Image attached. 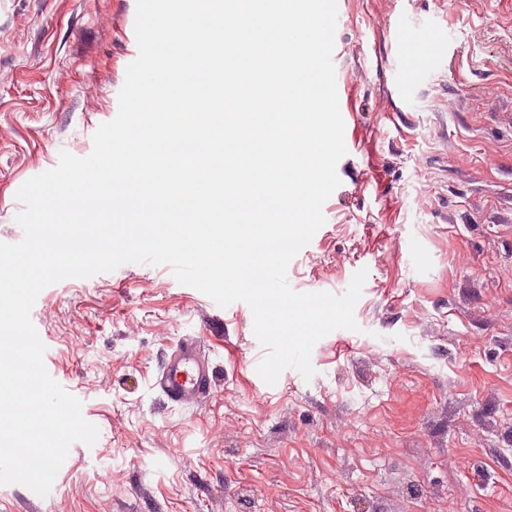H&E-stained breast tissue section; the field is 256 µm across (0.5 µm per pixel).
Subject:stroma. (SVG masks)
Returning a JSON list of instances; mask_svg holds the SVG:
<instances>
[{
  "mask_svg": "<svg viewBox=\"0 0 512 512\" xmlns=\"http://www.w3.org/2000/svg\"><path fill=\"white\" fill-rule=\"evenodd\" d=\"M347 153L325 224L291 261L300 292L354 315L267 388L248 305L170 266L45 288L31 319L49 374L96 425L43 512H512V0H337ZM136 0H0V241L16 193L87 156L137 57ZM431 63L408 78L396 26ZM201 337L216 391L168 404L151 378Z\"/></svg>",
  "mask_w": 512,
  "mask_h": 512,
  "instance_id": "35a3bbf8",
  "label": "stroma"
}]
</instances>
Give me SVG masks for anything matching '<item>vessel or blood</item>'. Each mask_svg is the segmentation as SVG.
I'll return each instance as SVG.
<instances>
[{"label": "vessel or blood", "instance_id": "1", "mask_svg": "<svg viewBox=\"0 0 512 512\" xmlns=\"http://www.w3.org/2000/svg\"><path fill=\"white\" fill-rule=\"evenodd\" d=\"M408 73L423 71L428 63L427 51L421 43L406 34L396 40ZM152 387L174 405L200 404L214 394V368L203 352L198 337H182L161 362Z\"/></svg>", "mask_w": 512, "mask_h": 512}]
</instances>
